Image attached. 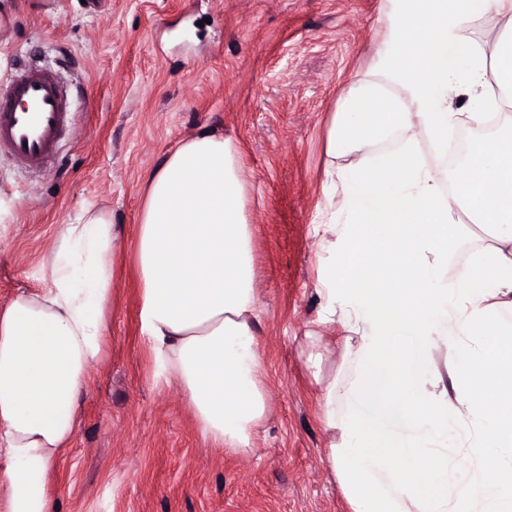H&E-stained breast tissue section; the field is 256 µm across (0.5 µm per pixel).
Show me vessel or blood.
<instances>
[{
	"label": "vessel or blood",
	"mask_w": 512,
	"mask_h": 512,
	"mask_svg": "<svg viewBox=\"0 0 512 512\" xmlns=\"http://www.w3.org/2000/svg\"><path fill=\"white\" fill-rule=\"evenodd\" d=\"M70 102L48 67L21 71L0 85V152L26 170L48 165L68 128Z\"/></svg>",
	"instance_id": "obj_1"
}]
</instances>
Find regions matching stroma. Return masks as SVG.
Returning <instances> with one entry per match:
<instances>
[{
	"instance_id": "1",
	"label": "stroma",
	"mask_w": 512,
	"mask_h": 512,
	"mask_svg": "<svg viewBox=\"0 0 512 512\" xmlns=\"http://www.w3.org/2000/svg\"><path fill=\"white\" fill-rule=\"evenodd\" d=\"M387 0H0V83L54 67L72 98L56 159L0 154V307L43 288L61 225L106 207L121 251L106 359L51 483L58 512H350L304 330L319 311L312 227L328 191L332 117L370 58ZM230 137L248 184L269 418L241 455L205 440L156 378L139 326L134 250L146 178L202 129Z\"/></svg>"
}]
</instances>
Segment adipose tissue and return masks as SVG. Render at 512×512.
<instances>
[{
	"instance_id": "adipose-tissue-1",
	"label": "adipose tissue",
	"mask_w": 512,
	"mask_h": 512,
	"mask_svg": "<svg viewBox=\"0 0 512 512\" xmlns=\"http://www.w3.org/2000/svg\"><path fill=\"white\" fill-rule=\"evenodd\" d=\"M390 2L382 81L353 82L333 114L328 152L355 160L314 228L320 313L306 337L345 332V379L319 382L327 458L351 512H512V327L499 317L512 310V0ZM483 18L477 47L461 29ZM453 92L499 109L501 132L470 140L448 181L422 143L447 154L451 129L483 119L455 111ZM399 132L401 150L368 160ZM246 196L233 141L198 131L150 174L136 234L155 375L177 384L205 438L244 454L268 412ZM459 212L487 241L458 235ZM118 238L110 210L84 211L62 226L44 288L0 308V512H56L48 474L105 354Z\"/></svg>"
}]
</instances>
